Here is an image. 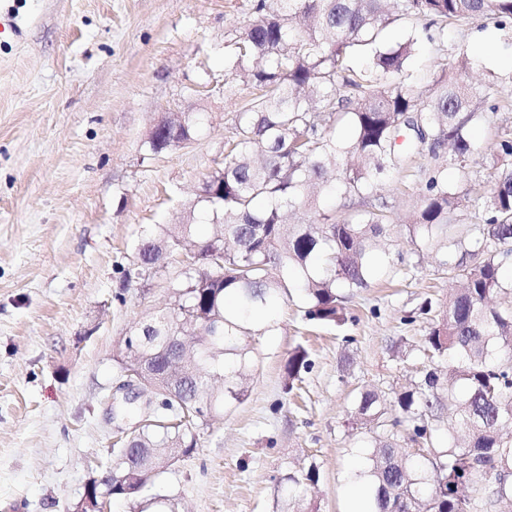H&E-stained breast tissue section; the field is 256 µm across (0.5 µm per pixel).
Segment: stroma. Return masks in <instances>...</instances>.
<instances>
[{"label": "stroma", "mask_w": 512, "mask_h": 512, "mask_svg": "<svg viewBox=\"0 0 512 512\" xmlns=\"http://www.w3.org/2000/svg\"><path fill=\"white\" fill-rule=\"evenodd\" d=\"M0 512H65L106 458L117 428L116 360L130 327L169 301L178 264L134 269L144 228L184 220L221 167L236 113L251 97L224 84V56L252 18L250 0H0ZM449 54L501 78L512 100V28L492 20L449 28ZM200 112L190 144L151 153L154 126ZM393 279L350 295L341 330L308 326L292 289L274 330L249 337L257 366L246 399L200 432V446L165 472L176 512H345L360 459L351 408L366 387L409 383L429 319L427 299L453 283L431 254L401 243ZM417 263L415 276L400 267ZM413 322H406L408 314ZM308 341L302 395L284 364ZM349 365H342V358ZM317 466L316 487L291 495L285 477Z\"/></svg>", "instance_id": "obj_1"}]
</instances>
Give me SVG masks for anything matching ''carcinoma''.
Listing matches in <instances>:
<instances>
[{
	"mask_svg": "<svg viewBox=\"0 0 512 512\" xmlns=\"http://www.w3.org/2000/svg\"><path fill=\"white\" fill-rule=\"evenodd\" d=\"M251 23L224 60V84L241 82L253 98L235 117L224 163L207 180L217 185L196 204L215 230L161 224L137 240L150 277L175 255L180 278L167 306L138 322L124 340L121 373L148 381L156 396L151 422L132 436L137 451L107 450L95 497L137 508L158 488L171 462L198 448L200 430L242 402L250 389L252 349L244 337L273 330L270 312L302 290L305 319L342 328L349 321L341 289L369 286L394 248L395 189L415 191L403 223L415 249H436L437 270L459 281L446 308L432 315L427 364L394 391L393 408L376 389L356 396L352 429L369 436L367 512H498L512 505V296L503 266L512 258V133L497 140L490 161L461 190L448 164L471 167L479 147L473 129L502 108L501 81L469 84L470 58L448 62V26L493 19L512 23V0H252ZM391 27L405 31L389 42ZM437 46L435 68L421 73L409 59L422 40ZM198 118L170 119L149 139L155 153L193 139ZM425 164L418 166L415 159ZM483 200L475 230L459 231L458 213ZM209 335L183 346V329ZM312 367L298 343L284 365L291 392ZM451 421L448 436L439 434ZM416 445L410 452L405 444ZM122 460L123 473L111 477ZM315 465L287 480L315 485Z\"/></svg>",
	"mask_w": 512,
	"mask_h": 512,
	"instance_id": "obj_1",
	"label": "carcinoma"
}]
</instances>
